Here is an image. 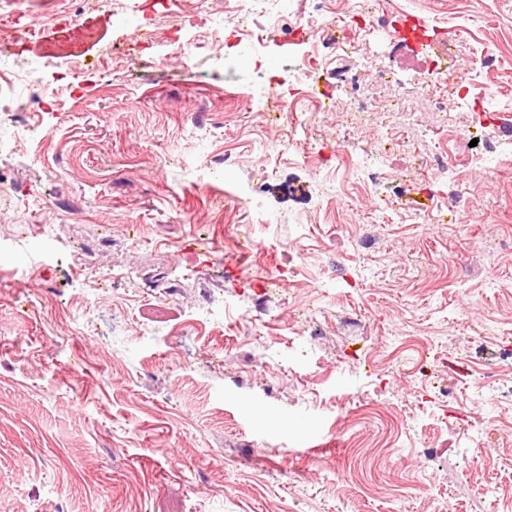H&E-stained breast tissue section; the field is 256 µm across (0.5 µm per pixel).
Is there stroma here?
I'll return each instance as SVG.
<instances>
[{
    "mask_svg": "<svg viewBox=\"0 0 512 512\" xmlns=\"http://www.w3.org/2000/svg\"><path fill=\"white\" fill-rule=\"evenodd\" d=\"M134 2L166 32L189 14L224 31L155 62L146 35L119 26L111 7L0 0V14L40 26L17 46L0 39L1 67L84 71L78 92L62 86L24 110L42 138L0 145V176L49 201L41 220L54 227L35 238L24 201L0 210V241L14 247L0 268V512H512V440L446 448L437 426L447 409L488 416L462 401L484 369L498 375L501 410L512 409V210L491 207L512 177L455 154L429 184L406 151L332 199L322 181L335 171L282 158L264 174L266 143L292 138L311 156L343 128L361 154L375 133L348 108L306 129L258 112L271 77L284 105L324 88L322 74L289 76L298 49L287 30L241 48L227 0ZM360 7L375 31L342 66L390 125L436 128L434 97L457 95L417 89L427 55L393 52L384 34L401 13L455 30L460 63L484 67L482 91L512 99V0ZM374 52L391 53L392 83L374 80ZM228 151L237 189L262 197L267 223L225 198ZM436 197L463 223L382 216L386 204L426 209ZM249 223L253 271L305 254L309 278L327 283L320 313L297 317L304 292L229 279L244 261L232 245L201 259V235ZM91 224L111 231L95 265L157 274L155 288L80 275L73 244ZM208 300L223 322L196 323ZM240 306L268 319L257 337L234 328ZM488 320L510 335L474 330ZM423 361L432 374L420 390L407 365Z\"/></svg>",
    "mask_w": 512,
    "mask_h": 512,
    "instance_id": "stroma-1",
    "label": "stroma"
}]
</instances>
